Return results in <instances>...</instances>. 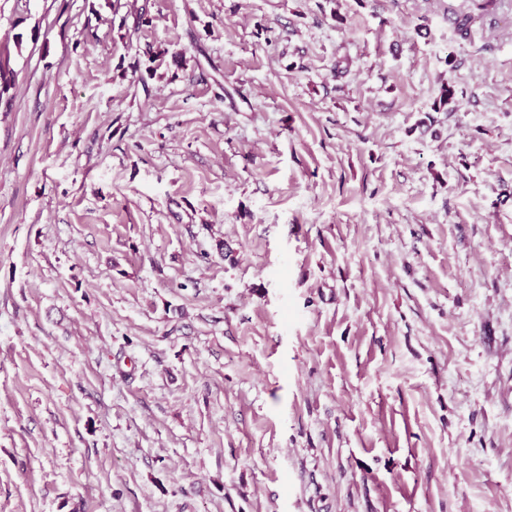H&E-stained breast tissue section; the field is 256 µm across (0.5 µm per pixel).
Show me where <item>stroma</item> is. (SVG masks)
Returning a JSON list of instances; mask_svg holds the SVG:
<instances>
[{"mask_svg":"<svg viewBox=\"0 0 512 512\" xmlns=\"http://www.w3.org/2000/svg\"><path fill=\"white\" fill-rule=\"evenodd\" d=\"M464 8L0 0V512H512V0ZM473 9L464 14H457L453 21L458 34L466 38L470 35V24L474 14L487 15L494 9L499 0H470ZM478 11V13H475Z\"/></svg>","mask_w":512,"mask_h":512,"instance_id":"1","label":"stroma"}]
</instances>
